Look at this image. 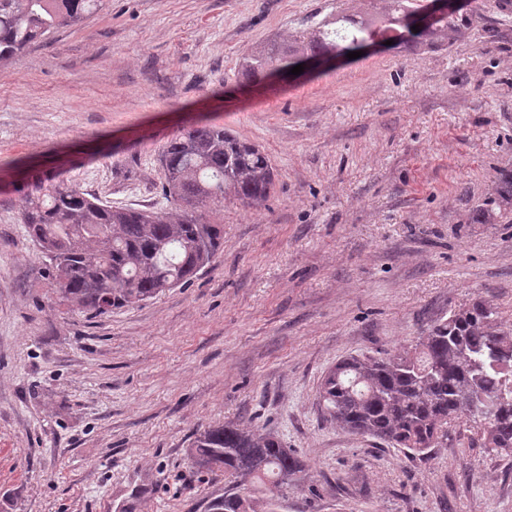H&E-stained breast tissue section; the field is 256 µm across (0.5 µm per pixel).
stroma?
<instances>
[{"mask_svg": "<svg viewBox=\"0 0 512 512\" xmlns=\"http://www.w3.org/2000/svg\"><path fill=\"white\" fill-rule=\"evenodd\" d=\"M452 45L383 46L299 75L240 63L379 0H105L0 66V512H205L197 433L276 432L303 482L277 512H512V459L462 418L429 457L319 404L350 356L413 349L482 300L512 330V0H462ZM202 124L259 146L267 202L202 208L223 244L193 283L93 316L21 222L33 174L169 210L159 153Z\"/></svg>", "mask_w": 512, "mask_h": 512, "instance_id": "stroma-1", "label": "stroma"}]
</instances>
